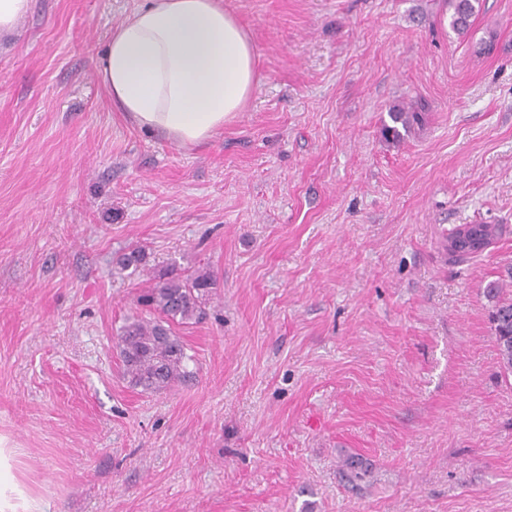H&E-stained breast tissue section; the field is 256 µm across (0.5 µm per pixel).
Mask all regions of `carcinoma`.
I'll return each instance as SVG.
<instances>
[{
	"label": "carcinoma",
	"mask_w": 512,
	"mask_h": 512,
	"mask_svg": "<svg viewBox=\"0 0 512 512\" xmlns=\"http://www.w3.org/2000/svg\"><path fill=\"white\" fill-rule=\"evenodd\" d=\"M479 0H451V28L465 33ZM425 106L411 110L394 109L392 121L384 125L387 140L399 142L414 127L423 125ZM503 231L498 224H460L448 232L443 249L454 262H466L481 255L480 241L494 244ZM217 280L209 270L184 275L175 269L158 277L136 299L144 314L135 315L120 327L117 348L124 376L142 391L155 392L187 376L185 345L174 330L176 325L197 323L207 316V304ZM493 302L490 322L497 350L506 373H512V298L503 296L498 282L485 288Z\"/></svg>",
	"instance_id": "cac0c4a2"
}]
</instances>
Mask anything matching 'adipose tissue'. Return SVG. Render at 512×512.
I'll use <instances>...</instances> for the list:
<instances>
[{
    "instance_id": "ef3b65f1",
    "label": "adipose tissue",
    "mask_w": 512,
    "mask_h": 512,
    "mask_svg": "<svg viewBox=\"0 0 512 512\" xmlns=\"http://www.w3.org/2000/svg\"><path fill=\"white\" fill-rule=\"evenodd\" d=\"M98 74L125 121L180 146L210 140L258 84L250 35L222 0H144L113 28ZM14 461L0 444V512H40Z\"/></svg>"
}]
</instances>
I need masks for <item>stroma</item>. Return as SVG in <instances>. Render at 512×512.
I'll use <instances>...</instances> for the list:
<instances>
[{
  "label": "stroma",
  "instance_id": "stroma-1",
  "mask_svg": "<svg viewBox=\"0 0 512 512\" xmlns=\"http://www.w3.org/2000/svg\"><path fill=\"white\" fill-rule=\"evenodd\" d=\"M141 3L32 0L0 42V441L24 489L42 512H512L484 293L512 266V0L464 34L440 0H224L259 84L195 147L99 79ZM414 101L425 124L386 141ZM478 223L505 231L448 262L443 232ZM172 266L218 288L177 328L191 378L144 393L117 330Z\"/></svg>",
  "mask_w": 512,
  "mask_h": 512
}]
</instances>
